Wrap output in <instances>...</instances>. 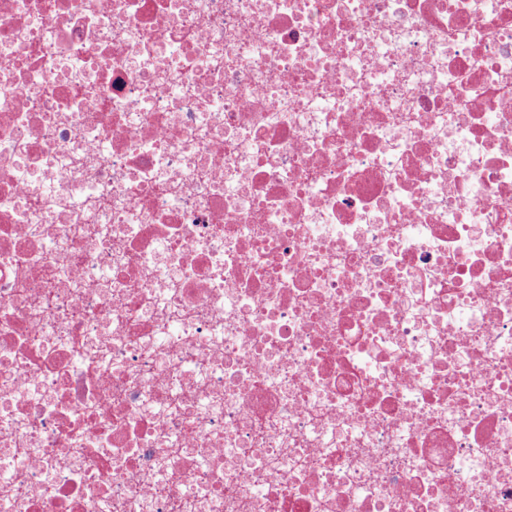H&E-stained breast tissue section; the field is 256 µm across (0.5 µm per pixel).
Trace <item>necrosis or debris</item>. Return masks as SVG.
Wrapping results in <instances>:
<instances>
[{
	"mask_svg": "<svg viewBox=\"0 0 512 512\" xmlns=\"http://www.w3.org/2000/svg\"><path fill=\"white\" fill-rule=\"evenodd\" d=\"M0 512H512V0H0Z\"/></svg>",
	"mask_w": 512,
	"mask_h": 512,
	"instance_id": "4bbe7bcc",
	"label": "necrosis or debris"
}]
</instances>
